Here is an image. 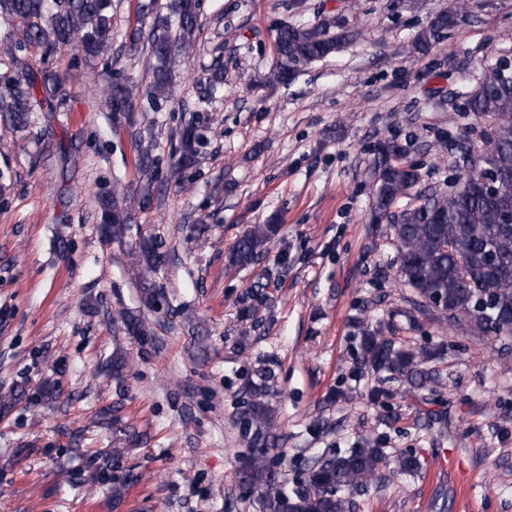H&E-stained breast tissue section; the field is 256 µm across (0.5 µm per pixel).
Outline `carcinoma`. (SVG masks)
I'll use <instances>...</instances> for the list:
<instances>
[{
  "label": "carcinoma",
  "mask_w": 512,
  "mask_h": 512,
  "mask_svg": "<svg viewBox=\"0 0 512 512\" xmlns=\"http://www.w3.org/2000/svg\"><path fill=\"white\" fill-rule=\"evenodd\" d=\"M466 9L464 0H455L449 9L436 14L417 35L418 51L426 53L447 39L458 25L457 16ZM112 11V0H0V21L21 26L20 42L41 48L42 57L75 45L78 64L92 72L101 68L112 73L100 111L112 123V130L127 133L135 152L136 182L126 181L120 171L113 173L111 189L98 195V232L108 240H120L138 214L152 208L156 188L170 184L188 189L190 174L207 157L204 137L214 136L217 121L209 104L224 92V47L215 49L208 76L196 86L195 106L180 123L177 145L163 169L153 154L156 122H140L135 112L143 97L156 108L171 96V63L178 56L188 59L196 53L202 3L140 0L139 20L126 31L125 39L130 55L144 56L150 79L142 89L117 68ZM355 37L353 28L331 15L313 25L282 24L276 28L273 77L285 83ZM6 56L16 77L0 85V112L16 128L23 130L34 123L35 89H41L52 108L69 99L67 78L46 67L39 69L31 59L12 51ZM466 99L467 112L485 122L484 147L471 170L490 169L501 194L489 197L453 188L421 192L415 203L401 207L400 201L419 182V173L417 165L404 160L403 148L389 140L378 160L371 210L387 217L396 251V276L412 288L413 312L424 316L439 312L451 325L467 324L494 336L507 331L512 336V224L504 223L505 212L512 211V73L490 67ZM277 232L276 224L251 226L226 253L225 266L243 269L252 265ZM169 258L163 242L152 235L142 237L138 250L131 253L141 297L150 307L162 295L155 276ZM435 290L447 300L438 312L428 303ZM122 324L129 336L150 335L137 314H124ZM355 328L361 368L381 380L404 382L418 392L435 383L426 364L438 350L398 347L366 318L357 319ZM242 391L235 416L242 445L250 449V455L238 469V485L252 497L256 512H353L350 495L365 491L382 469L392 465L409 474L419 467L414 454L405 452L392 460L385 449L366 440L324 460L315 458L305 469L304 481L290 486L279 469L282 437L277 433L274 371L255 364L248 370Z\"/></svg>",
  "instance_id": "carcinoma-1"
}]
</instances>
